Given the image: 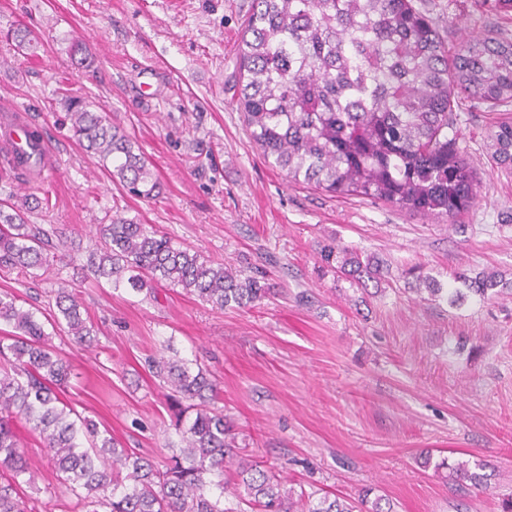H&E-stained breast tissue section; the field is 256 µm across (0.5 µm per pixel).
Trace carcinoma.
Segmentation results:
<instances>
[{"label": "carcinoma", "mask_w": 512, "mask_h": 512, "mask_svg": "<svg viewBox=\"0 0 512 512\" xmlns=\"http://www.w3.org/2000/svg\"><path fill=\"white\" fill-rule=\"evenodd\" d=\"M20 48L37 36L25 25L5 34ZM237 109L266 158L295 182L333 196H364L436 217L468 210L478 195L476 174L458 147L456 98L512 105V39L487 30L447 47L429 16L412 0H252L239 47ZM74 136L112 181L152 199L160 184L139 145L104 111L65 98ZM488 139L498 167L512 170V118L495 123ZM34 193L0 205V270L49 271L46 231L26 223L48 209ZM319 271L363 295L388 281L389 268L348 246L323 244ZM93 275L135 293L165 283L217 309L246 308L273 290L265 274L246 273L178 246L151 224L116 217L103 224L87 259ZM428 300L460 306L512 290V278L461 273L445 288L420 266L401 272ZM53 323L88 342L92 326L75 294L55 291ZM39 309L0 292V512H26L22 484L33 480L20 429L40 437L56 476L84 512H394L372 489L358 498L286 486L279 471L240 453L224 413L209 408L216 384L184 359L149 362L175 402L194 415L178 452L163 463L122 448L108 432L74 413L65 399L66 359L48 343ZM458 485H482L469 463L447 465Z\"/></svg>", "instance_id": "1"}]
</instances>
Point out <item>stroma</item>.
Listing matches in <instances>:
<instances>
[{"mask_svg": "<svg viewBox=\"0 0 512 512\" xmlns=\"http://www.w3.org/2000/svg\"><path fill=\"white\" fill-rule=\"evenodd\" d=\"M440 37L458 46L492 24L512 38V0H414ZM252 0H0V31L24 24L38 43L0 41V99L28 114L50 148L44 179L0 160V201L41 184L49 211L30 223L49 251L77 249L32 278L0 271V292L48 311L53 292L77 293L90 346L64 332L51 342L71 364L66 398L124 447L154 460L178 444L179 406L153 378L150 357L198 360L217 385L215 407L239 446L285 484L356 497L365 487L396 512H501L512 498V294L434 305L405 290L413 265L442 283L454 272L512 274V170L487 149L508 108L461 101L459 147L478 180L469 211L444 221L361 196L334 197L289 182L265 158L234 102L238 46ZM82 44L96 71L70 53ZM107 111L135 137L162 193L127 195L63 122L58 87ZM122 216L152 224L217 263L257 266L281 296L219 310L182 288L134 293L83 270L95 227ZM387 261L384 292L357 304L346 282L317 271L326 239ZM306 302H296L299 292ZM24 446L35 477L27 512H76L38 436ZM483 463V490L457 491L424 455Z\"/></svg>", "mask_w": 512, "mask_h": 512, "instance_id": "1", "label": "stroma"}]
</instances>
